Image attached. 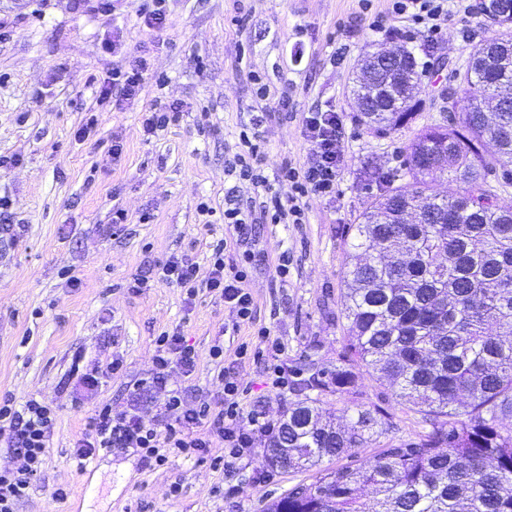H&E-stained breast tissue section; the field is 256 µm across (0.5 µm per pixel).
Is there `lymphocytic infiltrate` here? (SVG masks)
<instances>
[{
	"label": "lymphocytic infiltrate",
	"mask_w": 512,
	"mask_h": 512,
	"mask_svg": "<svg viewBox=\"0 0 512 512\" xmlns=\"http://www.w3.org/2000/svg\"><path fill=\"white\" fill-rule=\"evenodd\" d=\"M146 60L133 62L128 69L112 72L111 83L100 91V101L120 106L135 98L142 90ZM304 134L311 145L312 160L303 170L283 164L281 180L290 182L294 193L288 198L269 194L264 171V155L259 135L241 132V149L231 164L239 180L248 182L260 191L261 200L255 205H243L233 196L224 199V222L237 233L245 249L239 263L226 265L224 245L212 246L210 268L206 280H199L197 267L185 259L170 257L154 274L133 279L132 290L166 284L182 288L188 298H195L199 288H206L229 305L236 323L251 322L254 301L243 282L247 267L256 254L248 242L258 224H301L305 212L300 204L308 194L325 195L335 192L336 175L341 161L342 120L333 108H315L303 120ZM153 368L142 379L137 390L127 399L124 410L113 411L111 405L96 407L88 427L72 446L69 462L76 470H84L87 463L99 454L115 450L136 453L145 468L164 465L169 456L201 457L208 453L214 441H221L226 449L222 459L224 468H233L253 444L255 434H272L273 420L265 414L243 413L237 401L238 387L229 375H222L224 398L221 409H212L208 400L190 398L187 390L172 388L168 376L172 368H179L183 376L193 375L198 353L180 333H162L155 340ZM115 359L107 366L73 365L64 384L70 387L74 403H83L100 384L102 372L121 368ZM162 394L164 411L150 417L145 415L143 393ZM57 408L53 403L31 398L24 403L13 399L0 400V441L11 448L16 463L0 469V512H17L41 474L42 464L53 436Z\"/></svg>",
	"instance_id": "lymphocytic-infiltrate-1"
}]
</instances>
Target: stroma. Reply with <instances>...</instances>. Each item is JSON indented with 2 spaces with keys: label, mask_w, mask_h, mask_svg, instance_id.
Returning a JSON list of instances; mask_svg holds the SVG:
<instances>
[{
  "label": "stroma",
  "mask_w": 512,
  "mask_h": 512,
  "mask_svg": "<svg viewBox=\"0 0 512 512\" xmlns=\"http://www.w3.org/2000/svg\"><path fill=\"white\" fill-rule=\"evenodd\" d=\"M463 0L431 35L388 38L389 0H174L163 29L144 24L137 0H0V399L53 402L58 418L42 473L18 512H264L267 504L315 470L280 471L266 466L268 438L256 435L253 450L233 469L217 464L214 443L201 458L170 457L157 469L115 451L84 471L67 457L96 406L125 408L135 383L152 368L154 340L178 332L199 358L191 377L171 370L170 386L220 408L218 371L230 372L244 411L261 410L280 420L289 405L310 396L324 411L347 420L355 409L376 412L381 423L358 458L418 440L428 429L422 414L398 404L389 383L377 380L348 350V322L341 296L349 233L375 198L407 183L405 146L418 130L443 122L448 91L457 88L471 48L489 30ZM119 38L118 51L106 42ZM406 46L420 65L422 102L408 126L384 136L358 126L351 108L352 78L359 59L388 42ZM145 58L140 95L120 109L99 102L113 67ZM271 96L260 99L252 75ZM287 92V111L273 98ZM180 104V121L155 135L142 127L145 108ZM329 104L340 114L342 159L331 196L304 198L302 224H261L256 248L265 260L248 272L254 298L252 323L235 326L227 305L208 291L187 301L184 290L159 284L134 292L129 283L171 256L186 258L207 277L209 245L226 239L225 262L241 248L224 224H210L197 206L224 209L234 190L254 200L251 185L236 182L225 159L239 150L241 130L257 129L264 141L265 173L273 192L291 195L278 180L283 163L306 165L310 146L302 121ZM98 113L94 137L75 131ZM120 141V159L112 157ZM375 172L363 176L364 167ZM127 223L120 234L106 228L115 211ZM289 258L287 276L276 271ZM77 278L70 286L69 278ZM267 329L281 350L269 354L258 332ZM224 348V363L210 357ZM86 362L123 366L102 376L93 400L73 404L61 388L74 352ZM279 364L287 387L270 388L266 375ZM350 369L355 386L337 393L305 388L315 373ZM179 485L171 494V485ZM70 489L55 499L58 486Z\"/></svg>",
  "instance_id": "stroma-1"
}]
</instances>
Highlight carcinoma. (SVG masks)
<instances>
[{"instance_id":"1","label":"carcinoma","mask_w":512,"mask_h":512,"mask_svg":"<svg viewBox=\"0 0 512 512\" xmlns=\"http://www.w3.org/2000/svg\"><path fill=\"white\" fill-rule=\"evenodd\" d=\"M512 16L473 47L458 89L448 92V124L422 130L406 146L411 182L373 201L353 225L343 311L355 356L420 410L429 430L358 463L351 457L378 419L359 410L340 424L305 397L288 407L264 462L318 468L265 512H512V202L492 199L488 175L512 173V99L484 106L499 83L512 85ZM416 103L392 112L363 103L355 120L387 135L407 125ZM495 143L492 153L486 141ZM461 184L439 198L445 175ZM430 202L411 223L406 206ZM351 371L336 367L311 386L348 392Z\"/></svg>"}]
</instances>
